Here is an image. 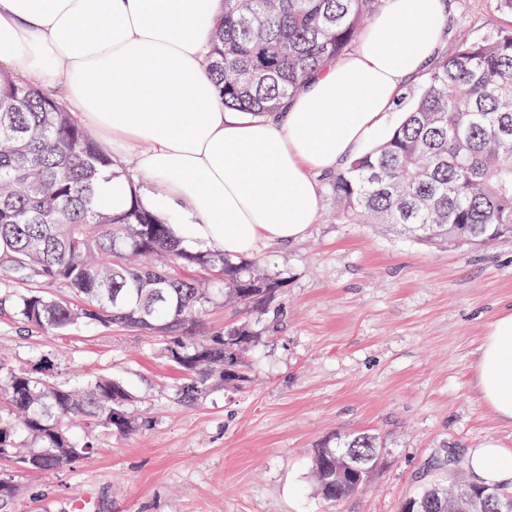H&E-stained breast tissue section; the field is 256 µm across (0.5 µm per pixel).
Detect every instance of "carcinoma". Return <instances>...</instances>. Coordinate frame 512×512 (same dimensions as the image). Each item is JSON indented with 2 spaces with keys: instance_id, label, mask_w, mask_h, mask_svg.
Segmentation results:
<instances>
[{
  "instance_id": "carcinoma-1",
  "label": "carcinoma",
  "mask_w": 512,
  "mask_h": 512,
  "mask_svg": "<svg viewBox=\"0 0 512 512\" xmlns=\"http://www.w3.org/2000/svg\"><path fill=\"white\" fill-rule=\"evenodd\" d=\"M381 0H224L211 35L210 71L224 108L261 117L299 93L326 60L342 56ZM403 120L367 154L329 177L336 219L394 224L427 245L479 246L512 236V30L459 41L399 98ZM114 161L56 93L0 72V311L53 335L95 325L160 337L180 373L175 396L197 404L214 387L248 378L249 322L198 336L219 297L261 310L285 288L280 273L218 249L188 250L136 193L120 212L94 205ZM24 284L23 290L11 288ZM174 347L178 357L170 355ZM35 373L0 356V462L57 472L89 458L80 422L115 436L142 420L123 381L98 375L59 382L52 361ZM362 456L336 479V447L314 450L321 498L357 495L375 466L376 438L339 443Z\"/></svg>"
}]
</instances>
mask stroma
Returning a JSON list of instances; mask_svg holds the SVG:
<instances>
[{
	"label": "stroma",
	"mask_w": 512,
	"mask_h": 512,
	"mask_svg": "<svg viewBox=\"0 0 512 512\" xmlns=\"http://www.w3.org/2000/svg\"><path fill=\"white\" fill-rule=\"evenodd\" d=\"M512 29L489 0H450L447 41ZM329 191L306 236L258 251L287 281L280 305L211 307L207 335L242 320L265 329L249 382L213 388L196 406L174 396L178 374L159 338L76 325L51 336L0 314L16 364L47 356L60 381L120 378L147 425L119 437L90 429L92 463L18 472L14 512H400L440 473L464 485L468 449L512 448V422L482 403L475 358L489 323L512 306V239L486 247L425 246L379 224H342ZM373 434L379 460L365 489L325 504L313 448Z\"/></svg>",
	"instance_id": "obj_1"
}]
</instances>
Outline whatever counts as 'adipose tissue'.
<instances>
[{
    "label": "adipose tissue",
    "mask_w": 512,
    "mask_h": 512,
    "mask_svg": "<svg viewBox=\"0 0 512 512\" xmlns=\"http://www.w3.org/2000/svg\"><path fill=\"white\" fill-rule=\"evenodd\" d=\"M445 11V0H386L350 54L265 117L226 111L210 74L224 0H0V68L63 89L110 151L136 146L130 180L164 184L142 201L183 242L247 256L305 236L319 176L369 150L441 47ZM127 181L102 179L99 199L122 209ZM475 367L481 401L512 422V310L489 324ZM466 469L478 485L512 486V448L483 442Z\"/></svg>",
    "instance_id": "adipose-tissue-1"
}]
</instances>
